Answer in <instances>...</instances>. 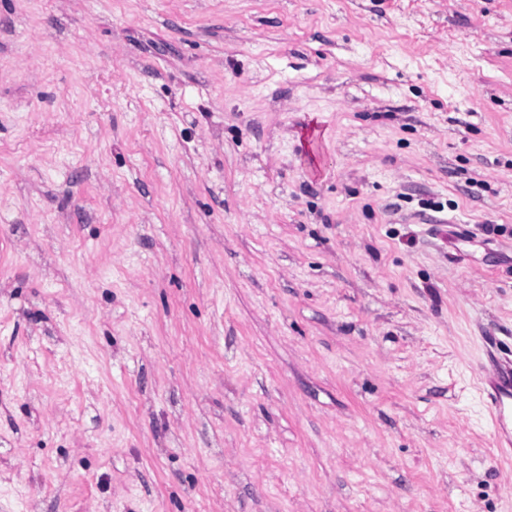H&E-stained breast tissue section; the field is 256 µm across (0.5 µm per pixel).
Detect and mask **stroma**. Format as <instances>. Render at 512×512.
<instances>
[{"label":"stroma","instance_id":"obj_1","mask_svg":"<svg viewBox=\"0 0 512 512\" xmlns=\"http://www.w3.org/2000/svg\"><path fill=\"white\" fill-rule=\"evenodd\" d=\"M512 0H0V512H512ZM491 389L488 398L494 409L495 427L502 433H508L507 411L509 402L512 405V364L496 367Z\"/></svg>","mask_w":512,"mask_h":512}]
</instances>
